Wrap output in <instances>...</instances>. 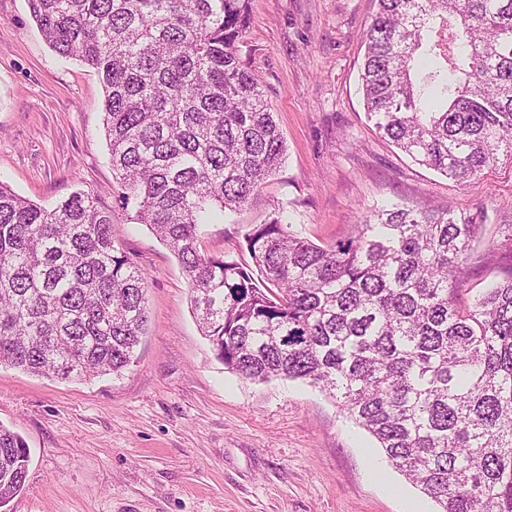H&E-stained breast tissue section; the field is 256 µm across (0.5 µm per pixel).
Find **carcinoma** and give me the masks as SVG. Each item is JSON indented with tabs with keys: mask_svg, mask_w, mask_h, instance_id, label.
<instances>
[{
	"mask_svg": "<svg viewBox=\"0 0 512 512\" xmlns=\"http://www.w3.org/2000/svg\"><path fill=\"white\" fill-rule=\"evenodd\" d=\"M377 2L360 77L380 136L460 185L512 157V0ZM248 3L28 0L52 50L102 79L113 178L177 255L224 366L321 389L438 512H512V270L470 307L448 287L466 278L479 225L393 203L330 248L276 217L246 235L249 264L201 254L211 211L243 206L286 155L236 55ZM146 290L101 195L46 207L0 181V367L122 375ZM29 458L0 424V512Z\"/></svg>",
	"mask_w": 512,
	"mask_h": 512,
	"instance_id": "1",
	"label": "carcinoma"
}]
</instances>
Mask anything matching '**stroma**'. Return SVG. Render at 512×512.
Listing matches in <instances>:
<instances>
[{
	"instance_id": "stroma-1",
	"label": "stroma",
	"mask_w": 512,
	"mask_h": 512,
	"mask_svg": "<svg viewBox=\"0 0 512 512\" xmlns=\"http://www.w3.org/2000/svg\"><path fill=\"white\" fill-rule=\"evenodd\" d=\"M249 9L238 57L276 114L286 157L240 210L204 225L201 252L248 260L247 233L278 214L329 247L364 212L450 204L481 223L458 304L502 279L512 253L492 244L512 225V158L460 185L380 137L360 91L377 0H249ZM104 96L90 66L49 47L27 0H0V181L45 206L100 193L113 240L148 276L146 333L122 377L59 382L0 368V423L30 449L10 512H402L407 498L437 512L320 389L256 382L217 359L176 255L136 223L112 175Z\"/></svg>"
}]
</instances>
